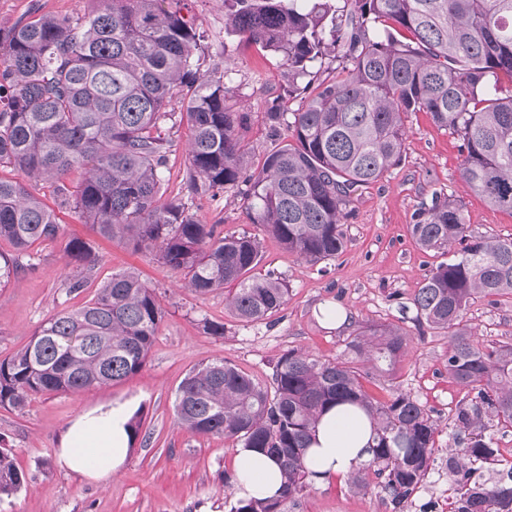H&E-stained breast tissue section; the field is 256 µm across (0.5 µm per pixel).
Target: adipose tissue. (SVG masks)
Returning <instances> with one entry per match:
<instances>
[{"instance_id":"ef3b65f1","label":"adipose tissue","mask_w":512,"mask_h":512,"mask_svg":"<svg viewBox=\"0 0 512 512\" xmlns=\"http://www.w3.org/2000/svg\"><path fill=\"white\" fill-rule=\"evenodd\" d=\"M131 409L115 402L81 415L64 432L58 450L61 468L82 478L101 481L124 464L132 438L128 428ZM370 423L363 414L346 406L326 413L317 425L308 450L314 483L355 472L367 460L365 447ZM282 487L277 462L254 449L240 447L234 462L233 491L237 499H269Z\"/></svg>"}]
</instances>
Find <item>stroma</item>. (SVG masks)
<instances>
[{"instance_id": "stroma-1", "label": "stroma", "mask_w": 512, "mask_h": 512, "mask_svg": "<svg viewBox=\"0 0 512 512\" xmlns=\"http://www.w3.org/2000/svg\"><path fill=\"white\" fill-rule=\"evenodd\" d=\"M94 6V0H0V27L33 15L74 18ZM182 7L205 35L202 69L227 64L234 69L232 102L248 116L244 136L251 148L250 163L260 165L267 150L291 137L284 128L272 131L265 118L270 106L281 99L295 110L303 101L288 97V75L277 56L243 46L229 34L224 0H183ZM406 125L399 164L355 193L345 221L347 248L341 255L311 265L262 237L256 271L284 280L289 295L278 312L255 323L240 322L226 310L228 288L191 293L181 272L162 265L154 254L101 240L78 212L58 208L63 236L32 246L28 266L0 288V358L21 348L58 312L92 298L117 270L136 268L155 286L166 315L148 361L137 374L79 393L37 395L19 411L0 408V448L11 449L16 465L27 475L20 492L0 500V512H230L236 503L230 477L238 443L199 436L178 423L174 401L181 381L196 365L225 359L265 382L290 350L336 358L358 324L400 326L413 333L396 383L431 409L440 425L429 474L398 507L382 486L360 492L349 478L338 476L310 485L285 504L284 512H374L380 502L385 512H448L446 503L457 483L448 469V446L457 435L449 423L458 402L475 393L449 377L447 337L413 331V295L441 258L421 251L408 226L421 203L436 193L462 205L469 230L477 236L512 237V213L493 208L465 185L456 136L438 128L424 112L409 113ZM186 138L183 128L173 134L175 146L163 169L166 197L184 199L189 214L200 223L218 225L222 233L251 230L237 191H227L216 201L189 197ZM72 236L90 241L97 257L86 287L73 294L66 288L73 270L65 256ZM327 306L350 315V322L325 321L321 311ZM206 318L223 323V336L204 332ZM464 323L483 346L512 344V295L475 300ZM115 401L129 403L143 422L125 466L100 482L60 468L57 448L68 423L86 409Z\"/></svg>"}]
</instances>
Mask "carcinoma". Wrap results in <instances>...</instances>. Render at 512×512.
<instances>
[{"instance_id": "cac0c4a2", "label": "carcinoma", "mask_w": 512, "mask_h": 512, "mask_svg": "<svg viewBox=\"0 0 512 512\" xmlns=\"http://www.w3.org/2000/svg\"><path fill=\"white\" fill-rule=\"evenodd\" d=\"M96 2L75 19L40 15L0 28V167L52 184L60 204L99 237L154 253L197 295L236 284L225 297L236 319H265L287 303L288 287L251 275L260 262L256 235H223L180 200L164 198L162 166L174 147L171 131L183 123L188 193L214 198L237 190L254 226L313 265L344 252L352 196L401 161L409 112H426L457 136L463 180L512 213V94H482L492 79L512 81V0H343L342 8L336 0H224L228 31L280 56L288 95L305 99L293 112L272 106L269 125L287 127L295 143L266 152L250 175L247 116L233 109L225 82L232 68L199 72L195 54L204 36L197 28L165 0ZM399 29L412 40L399 39ZM332 52L338 75L312 79V68ZM177 95L183 111L167 110ZM75 169L84 179L72 192L65 179ZM62 231L46 204L0 177V239L15 249L0 258V284L33 244ZM409 231L422 250L452 255L415 291V326L448 335V375L476 391L456 408L453 426L468 437L448 449V467L495 462L485 420L512 425V344L485 348L461 322L475 299L512 294V238L469 234L462 207L438 195L416 211ZM65 254L76 272L68 292H78L82 272L95 263L93 247L72 238ZM164 317L137 272L112 273L91 299L50 318L0 358V408L21 410L34 395L81 392L139 372ZM409 342L400 327H361L333 360L288 351L268 383L225 360L193 368L176 393L179 423L256 448L282 469L280 495L239 500L232 512H283L311 485L312 433L320 416L341 404L364 411L373 431L354 488L382 478L395 499L408 497L428 474L437 420L411 395L382 400L365 383L395 377ZM508 478L458 484L454 512H512V465ZM26 482L12 453L0 449V499Z\"/></svg>"}]
</instances>
